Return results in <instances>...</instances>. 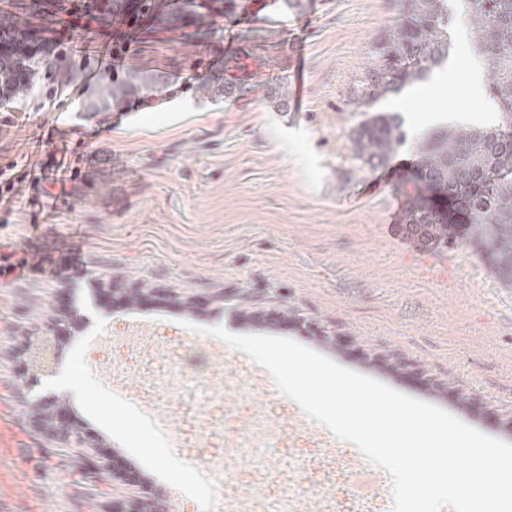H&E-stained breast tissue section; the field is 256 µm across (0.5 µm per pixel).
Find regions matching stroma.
Masks as SVG:
<instances>
[{"mask_svg":"<svg viewBox=\"0 0 512 512\" xmlns=\"http://www.w3.org/2000/svg\"><path fill=\"white\" fill-rule=\"evenodd\" d=\"M251 2L206 29L186 19L141 31L120 71L159 77L147 101L106 98L111 77L100 73L80 96L0 129V165L66 140L84 141L89 154L69 205L31 223L22 186L20 209L0 223L1 253L32 248L58 270L0 283V426L22 435L9 461L13 512L31 500L40 512H110L131 496L170 512H276L283 499L303 500L283 477L287 464L304 486L326 490L330 512H347L353 482L322 487L319 465L363 461L359 449L219 339L202 340L229 361L189 368L192 323L323 344L337 364L512 444V288L470 244L440 252L408 235L400 180L355 198L375 171L353 158L361 115L350 91L399 0H304L299 14L284 13L281 0ZM0 19L43 38L59 27L32 0H0ZM297 39L307 46L308 92L293 112L268 93L289 78ZM217 55L223 81L245 89L238 100L186 90L199 82L194 63ZM483 105L455 77L437 92L404 88L377 108L401 114L407 142L396 157L409 161L436 113L450 124ZM54 126L64 140L39 144ZM128 288L149 294L131 307ZM235 294L249 304L229 303ZM55 318L47 374L29 366L24 346ZM41 396L55 397L135 484L104 483L86 449L49 436L30 407ZM247 440L258 456L224 474V449Z\"/></svg>","mask_w":512,"mask_h":512,"instance_id":"35a3bbf8","label":"stroma"}]
</instances>
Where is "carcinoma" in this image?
Segmentation results:
<instances>
[{"instance_id":"1","label":"carcinoma","mask_w":512,"mask_h":512,"mask_svg":"<svg viewBox=\"0 0 512 512\" xmlns=\"http://www.w3.org/2000/svg\"><path fill=\"white\" fill-rule=\"evenodd\" d=\"M177 5L197 7L194 0H141L140 9L157 23L172 24L180 19L173 11ZM457 18L470 33V51L484 66L485 91L501 121L435 127L418 138L403 224L409 234H421L425 247L455 246L459 224L445 219L437 202L450 200L468 225L472 246L499 283L512 288V0H461L458 17L448 0H402L398 20L376 41L375 63L354 92L365 107V119L353 132L354 159L373 167L406 143L399 115L372 114L370 108L448 62L449 31ZM43 59L25 27L0 30V105L33 93ZM158 84L155 75L131 73L112 81L110 94L114 100L136 97Z\"/></svg>"}]
</instances>
